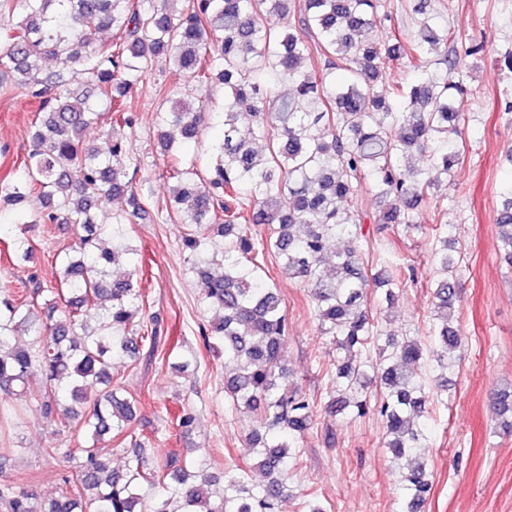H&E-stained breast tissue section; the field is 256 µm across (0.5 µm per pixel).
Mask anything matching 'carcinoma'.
Here are the masks:
<instances>
[{"label": "carcinoma", "instance_id": "obj_1", "mask_svg": "<svg viewBox=\"0 0 512 512\" xmlns=\"http://www.w3.org/2000/svg\"><path fill=\"white\" fill-rule=\"evenodd\" d=\"M386 28L385 36L372 32ZM110 30V43L98 34ZM0 76L39 100L25 174L0 178V205L17 223L38 224L50 236L58 224L82 229L65 254L57 286H0V425L19 418L11 401L30 394L46 415L72 429L75 447L42 449L62 455L57 491L0 481V512H286L299 498L292 476L302 463L300 442L323 412L370 413L400 462L402 496L396 512H421L432 489L417 454L428 438L425 413L448 391L461 336L452 325L463 248L448 238V205L434 191L448 186L463 160L464 113L457 97L472 93L467 58L484 51L440 19L432 0H0ZM204 87H222V139L201 175L183 146L198 139L209 104L173 97L153 80L156 59ZM402 62L404 75L378 91ZM151 88L163 101L157 141L170 157L169 199L162 222L184 224L183 247L200 278L209 313L203 344L224 343V398L260 425L246 436L248 457L220 477L221 455L195 449L155 456L153 438L131 431L138 399L124 377L140 357L166 360L162 319L147 312L138 268L121 279L109 268L131 248L127 217L99 224L94 210L128 197L133 211L149 197L134 191L140 159L117 127L133 128L126 98ZM110 127L104 153L87 146L91 125ZM374 199L375 224L421 230L418 212H437L431 340L416 328L387 330L388 309L405 287L401 273L369 263L368 215L358 190ZM39 194L44 210L29 216L22 203ZM494 224L512 259V185L501 192ZM224 238V251L209 242ZM25 236L13 241L19 262L32 258ZM307 291L312 321L332 348L319 373L328 400L288 387V311L270 283L268 263ZM374 292L386 303L368 302ZM31 342L21 345L19 335ZM494 408L512 430V388L495 393ZM186 406L172 414L179 434L196 425ZM112 436L120 470L80 436Z\"/></svg>", "mask_w": 512, "mask_h": 512}]
</instances>
